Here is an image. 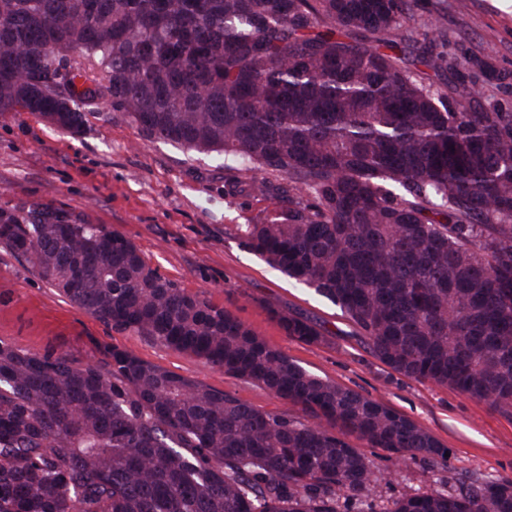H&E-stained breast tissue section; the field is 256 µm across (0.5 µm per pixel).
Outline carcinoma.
Wrapping results in <instances>:
<instances>
[{"mask_svg": "<svg viewBox=\"0 0 512 512\" xmlns=\"http://www.w3.org/2000/svg\"><path fill=\"white\" fill-rule=\"evenodd\" d=\"M412 0H0V113L74 81L70 134L105 97L151 137L224 158V184L288 207L246 247L314 290L408 378L512 415V112L451 99L465 66L407 32ZM65 64L54 86L55 64ZM262 174L243 183L240 174ZM0 244L96 318L257 383L272 413L117 347L102 361L0 340V512H376L353 447L448 465L426 428L322 379L136 245L60 207H0ZM313 344L312 320L278 312ZM386 512H512V479L460 478Z\"/></svg>", "mask_w": 512, "mask_h": 512, "instance_id": "carcinoma-1", "label": "carcinoma"}]
</instances>
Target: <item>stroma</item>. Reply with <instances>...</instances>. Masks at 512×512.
<instances>
[{"label": "stroma", "instance_id": "1", "mask_svg": "<svg viewBox=\"0 0 512 512\" xmlns=\"http://www.w3.org/2000/svg\"><path fill=\"white\" fill-rule=\"evenodd\" d=\"M496 0H416L418 40L446 36L448 52L490 56L506 76L500 86L477 84L484 105L512 109V14ZM75 135L40 115L0 113V206L42 202L84 216L130 238L163 277L231 311L254 333L310 372L379 400L429 430L450 452L447 468L367 447H354L380 468L375 504L404 493L446 488L451 478H512V417L454 390L407 378L369 350L338 307L269 268L243 244L239 225L280 208L273 197L224 193V161L146 136L104 99L87 106ZM293 311L320 325L324 339L306 344L287 336L275 312ZM0 340L79 361L107 347L268 412L289 411L263 386L212 367L153 339L120 331L63 298L23 259L0 246Z\"/></svg>", "mask_w": 512, "mask_h": 512}]
</instances>
